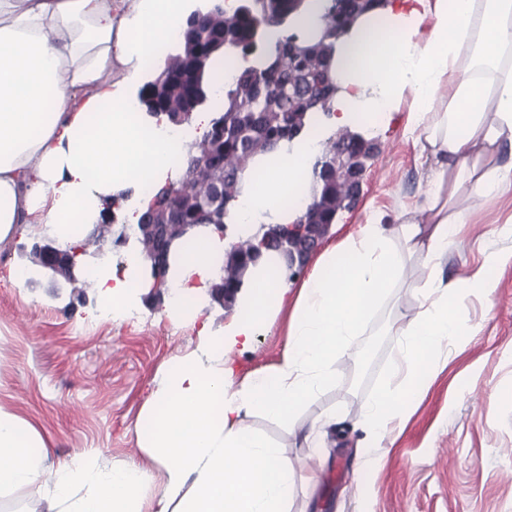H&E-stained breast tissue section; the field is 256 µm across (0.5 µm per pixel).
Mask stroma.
Returning a JSON list of instances; mask_svg holds the SVG:
<instances>
[{
    "mask_svg": "<svg viewBox=\"0 0 512 512\" xmlns=\"http://www.w3.org/2000/svg\"><path fill=\"white\" fill-rule=\"evenodd\" d=\"M408 112L403 100L393 111L352 122L376 151L358 197L338 214L331 241L356 236L364 224L395 227L403 208L423 203L431 170L416 159ZM469 207L462 247L443 266L445 279L466 292L456 307L459 333L435 350L426 394L393 421L381 447H371L361 413L377 391L402 387L392 372L400 340L389 324L397 312L413 317L419 311L412 284L426 269L414 260L372 308L321 392L291 419L246 417L298 475H318L315 486L295 484L290 512H512V263L494 270L491 297L466 291L485 255L512 250V237L497 232L512 218V196L473 199ZM123 228L112 224L103 245L84 247L78 264L105 261L124 270L136 246L117 244ZM164 309L147 294L115 321L84 281L58 286L47 273L22 288L0 281V410L32 421L51 439L40 481L0 492V512H45L57 460L87 449L98 466L134 462L162 474L140 448L135 424L157 371L198 344L196 328ZM287 322V312H280L254 351L235 354L239 371L277 361ZM331 410L336 423L327 427L323 447H314L301 429Z\"/></svg>",
    "mask_w": 512,
    "mask_h": 512,
    "instance_id": "obj_1",
    "label": "stroma"
}]
</instances>
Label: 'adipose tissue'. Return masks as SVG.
<instances>
[{"label":"adipose tissue","instance_id":"1","mask_svg":"<svg viewBox=\"0 0 512 512\" xmlns=\"http://www.w3.org/2000/svg\"><path fill=\"white\" fill-rule=\"evenodd\" d=\"M418 2L388 0L384 20L366 19L337 39L334 121L344 126L355 113L389 112L409 99L408 131L419 158L433 162L424 203L404 211L395 229L366 224L356 240L328 250L296 299L287 281L272 279L273 264L248 273L250 292L223 331L202 326L196 349L153 380L136 431L162 478L134 463L91 469L77 455L59 461L47 512H288L295 476L244 418H286L319 392L411 257L430 267L417 286L428 306L416 320L399 314L389 326L402 345L404 398L380 392L365 408L372 444L386 440L390 420L423 394L431 354L458 333L448 306L456 288L441 266L460 245L458 226L472 219L461 202L512 193V163L499 161L512 146V70L500 68L512 51V0H434L422 43L394 23ZM193 7L192 0H0V243L17 225L35 224L72 246L128 196L135 203L126 221L138 223L150 203L143 185L157 188L180 173L186 150L167 118L141 112L130 81H113L112 72H143ZM321 151L311 139L264 158L233 211L241 236L295 218L283 200L308 193ZM225 249L210 230L178 249L168 315L198 321L194 301L220 274ZM146 265L137 253L121 274L85 269L113 319H124L152 287L141 273ZM288 303L294 309L278 360L238 374L229 351L251 350ZM48 448L33 423L0 410V491L35 483Z\"/></svg>","mask_w":512,"mask_h":512}]
</instances>
